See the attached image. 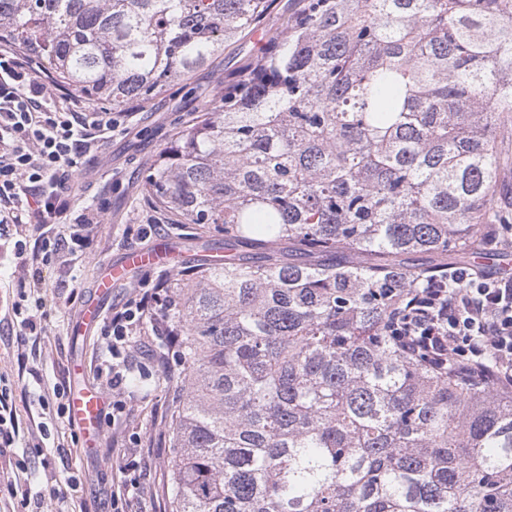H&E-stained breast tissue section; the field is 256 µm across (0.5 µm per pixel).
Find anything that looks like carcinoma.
Listing matches in <instances>:
<instances>
[{
	"label": "carcinoma",
	"mask_w": 512,
	"mask_h": 512,
	"mask_svg": "<svg viewBox=\"0 0 512 512\" xmlns=\"http://www.w3.org/2000/svg\"><path fill=\"white\" fill-rule=\"evenodd\" d=\"M273 0H0V41L144 106ZM512 112V0H303L144 176L224 236L170 280L171 512H512V393L393 339L471 258ZM256 243L260 260L239 247Z\"/></svg>",
	"instance_id": "cac0c4a2"
}]
</instances>
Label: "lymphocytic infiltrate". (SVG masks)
<instances>
[{
  "label": "lymphocytic infiltrate",
  "instance_id": "obj_1",
  "mask_svg": "<svg viewBox=\"0 0 512 512\" xmlns=\"http://www.w3.org/2000/svg\"><path fill=\"white\" fill-rule=\"evenodd\" d=\"M126 120V113L83 105L76 92L54 91L49 76L29 58L0 49V242L13 248L21 273L14 314L21 332L33 340L44 333V266L80 245L98 224L99 208L87 205L65 231H58L71 206L70 176ZM31 224L44 247L28 248ZM448 280V286L427 289L413 301L410 318L395 330L398 341L404 350L425 351L436 363L491 370L502 389H512V276L452 267ZM160 304L158 288H143L104 318L103 353L95 372L113 392H121L141 358L162 366L166 349L177 346L178 337L157 312ZM153 452L138 437L125 447L112 512H138L141 479L136 472Z\"/></svg>",
  "mask_w": 512,
  "mask_h": 512
}]
</instances>
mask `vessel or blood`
<instances>
[{
  "mask_svg": "<svg viewBox=\"0 0 512 512\" xmlns=\"http://www.w3.org/2000/svg\"><path fill=\"white\" fill-rule=\"evenodd\" d=\"M172 252V247L164 244L135 248L125 252L118 261L106 264L94 279L93 295L83 304L78 322L80 330L88 332L98 325L101 300L109 296L113 282L121 279L128 269L154 270L168 264ZM102 408L103 398L97 388L85 385L71 391L69 417L78 426L86 445H93L104 434Z\"/></svg>",
  "mask_w": 512,
  "mask_h": 512,
  "instance_id": "obj_1",
  "label": "vessel or blood"
}]
</instances>
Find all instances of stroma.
Instances as JSON below:
<instances>
[{
	"mask_svg": "<svg viewBox=\"0 0 512 512\" xmlns=\"http://www.w3.org/2000/svg\"><path fill=\"white\" fill-rule=\"evenodd\" d=\"M299 6L300 0H274L255 32L196 70L184 86L167 90L139 108L132 120L94 149L84 169L72 175L76 188L73 209L93 203L102 212L97 231L73 256L71 276H64L54 262L44 268L51 292L62 297L72 293L77 298L75 304L47 309L41 356L34 362L46 383L71 377V366L76 362L83 364L86 382L95 381V366L101 355L99 334L76 335L75 325L79 303L89 294L100 266L129 249L165 239L180 243L188 258L209 255L218 248V240L198 226L178 224L169 213L151 207L144 194L143 176L161 149L188 128L203 106L221 98L225 73L237 68L268 37L279 34L286 18ZM136 224L152 225L153 230L142 240L131 237L127 230ZM31 345V338L26 336L0 342V376L8 378L13 386L21 421L42 422L48 430L44 436L34 430L26 437L33 488L46 493L61 491L68 476L73 475L80 482V492L70 504L72 512H112L122 450L107 440L92 453L72 447V427L67 418L57 415L55 408H42V388L31 376L21 373L22 360L29 356ZM141 380V385L130 384L124 390V399L131 403L126 430L144 439L168 436L169 420L164 410L175 405L182 385L178 356L170 355L165 368L147 365Z\"/></svg>",
	"mask_w": 512,
	"mask_h": 512,
	"instance_id": "obj_1",
	"label": "stroma"
}]
</instances>
